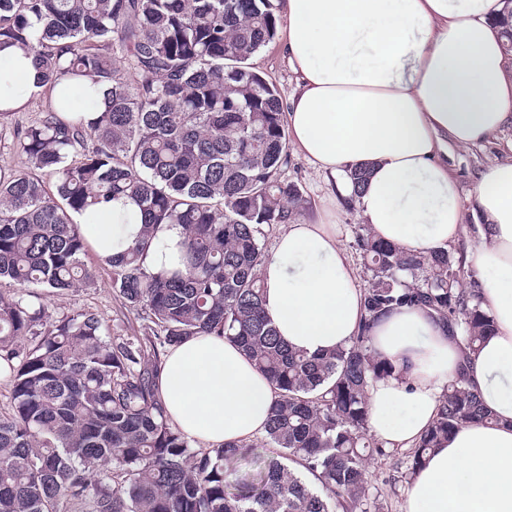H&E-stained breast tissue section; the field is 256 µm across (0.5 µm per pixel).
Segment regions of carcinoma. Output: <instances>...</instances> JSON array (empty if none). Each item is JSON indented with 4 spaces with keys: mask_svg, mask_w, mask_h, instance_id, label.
Instances as JSON below:
<instances>
[{
    "mask_svg": "<svg viewBox=\"0 0 512 512\" xmlns=\"http://www.w3.org/2000/svg\"><path fill=\"white\" fill-rule=\"evenodd\" d=\"M271 0H0V48L33 56L50 92L62 81L106 88L93 116L48 98L13 132L43 176L0 169V359L10 409L0 415V512H382L369 463L388 451L369 434V389L395 365L374 326L427 308L462 351L493 331L481 286L464 287L463 249L423 254L354 227L368 274L356 336L327 353L288 347L264 314L266 230L301 215L287 180L284 105L249 60L277 37ZM128 200L142 224L112 255V288L144 312L141 335L112 337L84 310L50 320L37 287L93 280L74 216ZM167 224L182 227L178 263L143 257ZM199 334L236 344L271 381L264 439L195 449L173 426L157 380L168 349ZM462 370L407 455L403 480L440 440L486 420Z\"/></svg>",
    "mask_w": 512,
    "mask_h": 512,
    "instance_id": "1",
    "label": "carcinoma"
}]
</instances>
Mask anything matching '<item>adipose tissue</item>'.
<instances>
[{"label":"adipose tissue","mask_w":512,"mask_h":512,"mask_svg":"<svg viewBox=\"0 0 512 512\" xmlns=\"http://www.w3.org/2000/svg\"><path fill=\"white\" fill-rule=\"evenodd\" d=\"M504 0H281L280 43L296 76L284 116L290 150L331 176V199L277 235L262 265L264 308L290 346L314 354L348 344L364 317L358 270L333 208L355 196L381 239L425 253L465 232L449 143L478 147L512 123V67L493 23ZM43 86L32 56L0 50V98L18 106ZM368 177L354 190L348 172ZM474 205L484 219L467 251L495 328L464 353L416 307L391 312L372 346L396 367L369 390V430L386 447H413L441 395L465 366L489 418L469 423L415 470L404 512H512V160L479 176ZM114 202L80 230L97 258L139 231ZM159 393L173 425L215 445L265 431L274 389L232 342L193 336L171 347Z\"/></svg>","instance_id":"adipose-tissue-1"}]
</instances>
